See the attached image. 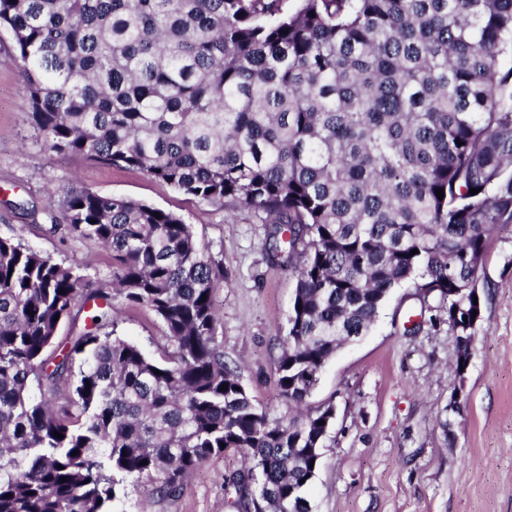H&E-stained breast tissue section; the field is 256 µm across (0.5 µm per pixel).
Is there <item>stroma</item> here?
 Here are the masks:
<instances>
[{"instance_id": "stroma-1", "label": "stroma", "mask_w": 512, "mask_h": 512, "mask_svg": "<svg viewBox=\"0 0 512 512\" xmlns=\"http://www.w3.org/2000/svg\"><path fill=\"white\" fill-rule=\"evenodd\" d=\"M13 54L12 37L2 29L0 236L105 282L108 254L52 227L62 214L61 186L72 182L177 214L227 273L215 296L225 360L238 366L250 395L271 415L283 414L275 365L295 281L267 255L264 225L251 213L201 202L140 171L51 154L28 120V93ZM480 285L483 320L464 377L453 371L455 338L447 324L406 333L417 305L407 285L390 293L366 336L326 363L307 400L313 409L333 405L336 414L310 488L314 512H512V226L491 238ZM115 330L148 357L167 348L164 329L147 308L124 310ZM457 390L460 410L447 436L439 420ZM241 464L235 453L214 458L175 497L148 496L147 479L127 480L111 512H236L224 474Z\"/></svg>"}]
</instances>
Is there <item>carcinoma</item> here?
Here are the masks:
<instances>
[{
	"label": "carcinoma",
	"instance_id": "cac0c4a2",
	"mask_svg": "<svg viewBox=\"0 0 512 512\" xmlns=\"http://www.w3.org/2000/svg\"><path fill=\"white\" fill-rule=\"evenodd\" d=\"M297 2L0 0V29L50 152L266 225L295 278L276 365L288 404L405 284L448 315L462 379L483 257L512 224V0ZM62 220L109 250L112 291L0 237V512H107L130 476L173 496L228 451L246 461L224 474L238 512H312L334 407L273 417L248 393L217 340L224 268L193 227L74 184ZM118 296L160 319L164 361L103 330ZM86 308L91 327L47 355Z\"/></svg>",
	"mask_w": 512,
	"mask_h": 512
}]
</instances>
